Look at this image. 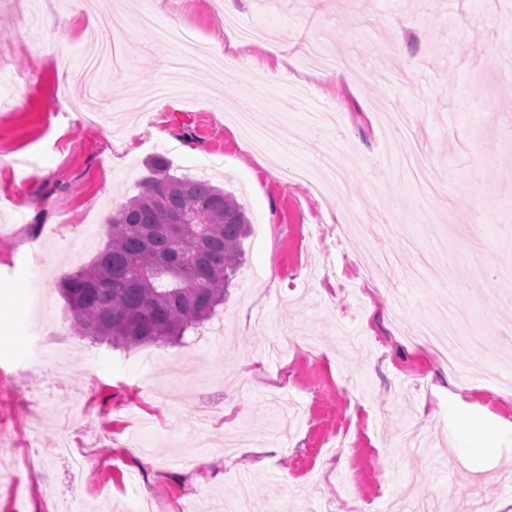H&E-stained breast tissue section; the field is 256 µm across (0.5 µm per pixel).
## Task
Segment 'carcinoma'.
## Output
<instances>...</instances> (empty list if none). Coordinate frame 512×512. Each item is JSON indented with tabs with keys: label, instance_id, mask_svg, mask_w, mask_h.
Masks as SVG:
<instances>
[{
	"label": "carcinoma",
	"instance_id": "cac0c4a2",
	"mask_svg": "<svg viewBox=\"0 0 512 512\" xmlns=\"http://www.w3.org/2000/svg\"><path fill=\"white\" fill-rule=\"evenodd\" d=\"M106 220L108 241L60 290L82 336L115 348L171 342L210 319L243 262L244 207L205 179L153 160Z\"/></svg>",
	"mask_w": 512,
	"mask_h": 512
}]
</instances>
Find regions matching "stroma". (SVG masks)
Instances as JSON below:
<instances>
[{
	"mask_svg": "<svg viewBox=\"0 0 512 512\" xmlns=\"http://www.w3.org/2000/svg\"><path fill=\"white\" fill-rule=\"evenodd\" d=\"M87 0H42L0 16V512H141L195 500L224 512L240 481L255 512L290 500L333 512H471L512 500V25L503 0H99L118 68L97 85L99 124L72 73L90 53L76 19ZM211 42L225 16L279 32L231 52L235 80L187 74L181 97L142 111L167 77L140 23ZM340 51L357 80L324 68ZM263 109L264 149L225 96ZM68 82H61V75ZM408 113L441 191L424 199L393 174L379 100ZM146 127L133 149L109 134ZM195 152H187V145ZM177 176L236 195L252 224L245 261L213 319L176 342L130 350L78 335L62 271L89 264L104 218L135 195L155 156ZM272 270V280L259 278ZM34 315H9L17 290ZM455 301L494 355L462 362L476 384L412 345L390 316L448 320ZM429 385L416 389L417 378ZM493 454L469 459L461 418ZM37 443H30L31 429ZM265 447L251 467L241 446ZM89 451L81 471L61 443Z\"/></svg>",
	"mask_w": 512,
	"mask_h": 512,
	"instance_id": "stroma-1",
	"label": "stroma"
}]
</instances>
